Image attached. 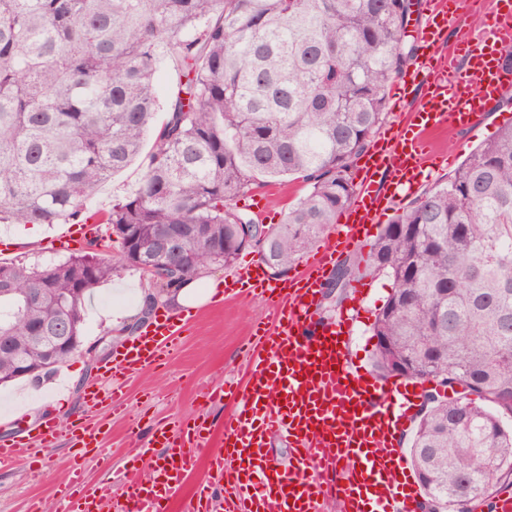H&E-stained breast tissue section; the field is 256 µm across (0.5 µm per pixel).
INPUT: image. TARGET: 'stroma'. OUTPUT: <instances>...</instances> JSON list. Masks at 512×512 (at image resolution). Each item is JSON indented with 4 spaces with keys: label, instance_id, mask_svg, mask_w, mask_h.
<instances>
[{
    "label": "stroma",
    "instance_id": "1",
    "mask_svg": "<svg viewBox=\"0 0 512 512\" xmlns=\"http://www.w3.org/2000/svg\"><path fill=\"white\" fill-rule=\"evenodd\" d=\"M502 124L501 112L494 110L488 112L477 127L441 138L438 148L451 155L452 160L437 167L431 178L424 181V188H431L434 182L453 174L469 152L493 138ZM142 171L141 163H134L101 185L91 197L89 209H107L116 200L127 197L135 189ZM305 191V184L298 181L285 185L271 182L239 197L235 205L243 210L252 199L261 198L280 218L289 204ZM15 230V225H0V241L12 243L9 250L0 251L1 259L32 265L64 258L65 253L56 249L55 240L66 232V225L42 229L37 242L27 245L17 243ZM231 274V269L215 266L193 283L192 291L197 300L192 308L195 319L182 335L172 360L128 381L124 388L125 412L115 414L104 406L95 413V420L106 430L102 448L105 456L111 458L113 470L129 466L131 448L147 442L151 430L167 425L171 418L203 420L213 429H221L230 410L229 404L205 401L198 391L204 384L243 376L255 342L252 328L267 316L262 300L242 297L221 302L210 297L211 287L223 283ZM148 289V282L132 269L124 270L97 288L86 302L83 326L84 344L94 348L95 358L76 354L63 363L60 370L65 375V384L59 388L46 379L29 383L21 378L0 385V437L16 435L48 418L64 424L82 414V390L96 376L98 363L108 359L142 327L143 321L136 311L142 292ZM390 289L387 279L370 281L368 296L358 310L353 327L350 355L369 372L375 369L376 344L370 326ZM118 310L131 315L128 325L121 329L112 328L110 324L113 312ZM135 423L140 426L136 435L130 430ZM76 460L82 462L89 484H97L101 474L95 452L71 447L64 438L47 448L31 469H0V512H28L34 502L42 508L55 504L66 484L69 467Z\"/></svg>",
    "mask_w": 512,
    "mask_h": 512
}]
</instances>
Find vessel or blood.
I'll list each match as a JSON object with an SVG mask.
<instances>
[{
	"label": "vessel or blood",
	"instance_id": "obj_1",
	"mask_svg": "<svg viewBox=\"0 0 512 512\" xmlns=\"http://www.w3.org/2000/svg\"><path fill=\"white\" fill-rule=\"evenodd\" d=\"M477 0H433L411 71L393 83V109L401 128L385 132L359 170L358 191L327 244L308 258L296 276L271 279L264 264L249 262L224 284L225 297L263 300L273 315L251 354L243 389H202L207 400L230 398L221 439L205 422H183L178 435L152 432L150 476L126 471L120 512H167L197 458L207 481L185 504V512H213L211 485L224 492L225 512H322L336 496L341 512H415L419 487L401 447L425 391L421 380L373 378L355 365L349 344L355 307L368 295L365 282L352 288L353 305L322 323L316 309L338 253L369 236L395 202L411 195L444 158L437 135L478 125L484 112L499 107L512 69L502 47L512 42V9L495 7L482 32L461 26ZM418 91L412 111L404 106ZM187 314H161L116 350L102 365L99 382L84 391L86 408L110 402L121 408L119 386L132 375L166 362L189 324ZM75 446L96 448L104 432L76 418L67 429ZM57 422L35 435L0 439V468L20 462L31 444L48 448L61 431ZM294 446L293 461L281 467L266 450L271 435ZM62 512H110L111 500L90 488L80 463L70 469Z\"/></svg>",
	"mask_w": 512,
	"mask_h": 512
}]
</instances>
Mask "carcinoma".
<instances>
[{"instance_id": "carcinoma-1", "label": "carcinoma", "mask_w": 512, "mask_h": 512, "mask_svg": "<svg viewBox=\"0 0 512 512\" xmlns=\"http://www.w3.org/2000/svg\"><path fill=\"white\" fill-rule=\"evenodd\" d=\"M414 0H0V223L85 224L96 188L143 158L105 231L60 260L0 261V383L63 322L84 338L85 301L132 267L169 297L255 248L296 265L356 193L352 165L412 64ZM179 76L151 151L155 75ZM272 178L308 187L281 223L236 199ZM183 227L166 255L160 230ZM117 255H112V244ZM343 288L391 280L371 325L385 378L436 385L410 461L422 512H471L512 485V123L381 229L368 255L336 269ZM34 288L42 299L29 301ZM467 395L449 392L453 384Z\"/></svg>"}]
</instances>
